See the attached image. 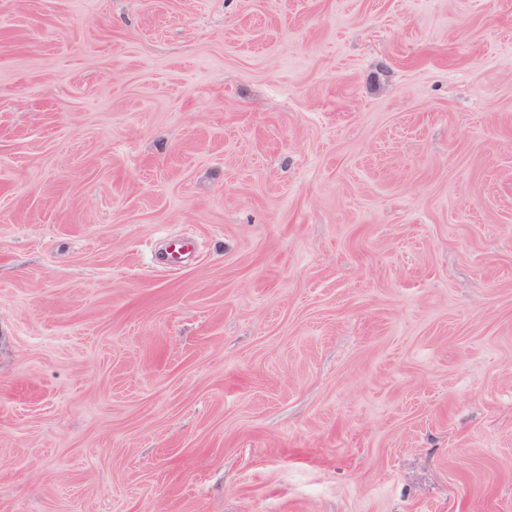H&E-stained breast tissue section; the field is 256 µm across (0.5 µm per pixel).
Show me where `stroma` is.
Wrapping results in <instances>:
<instances>
[{"instance_id":"obj_1","label":"stroma","mask_w":512,"mask_h":512,"mask_svg":"<svg viewBox=\"0 0 512 512\" xmlns=\"http://www.w3.org/2000/svg\"><path fill=\"white\" fill-rule=\"evenodd\" d=\"M0 512H512V0H0Z\"/></svg>"}]
</instances>
